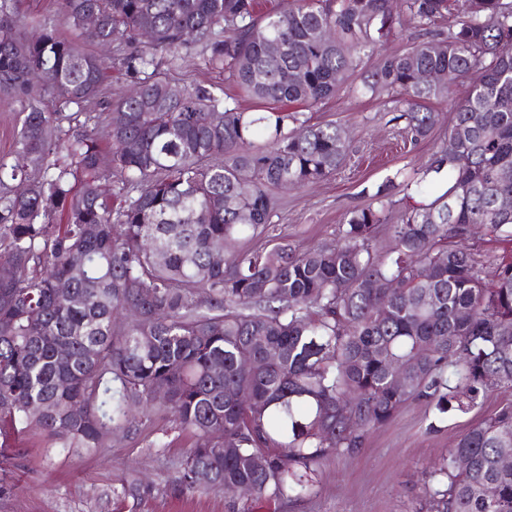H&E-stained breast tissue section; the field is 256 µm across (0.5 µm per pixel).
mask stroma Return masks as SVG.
Listing matches in <instances>:
<instances>
[{"label": "stroma", "mask_w": 512, "mask_h": 512, "mask_svg": "<svg viewBox=\"0 0 512 512\" xmlns=\"http://www.w3.org/2000/svg\"><path fill=\"white\" fill-rule=\"evenodd\" d=\"M409 43V36H390L363 56L334 97L308 108L313 121L342 126L349 159L322 182L276 190L278 207L269 231L241 240V248L261 252L284 240L299 251L331 245L352 211L380 203L389 220H397L407 202L405 180L447 141L453 106L468 91L465 83L453 86L448 100L434 106L438 117L431 137L410 141L392 105L364 87L385 56ZM25 110L21 99L0 100V160L10 165ZM382 186L388 195L380 201L375 193ZM509 402L512 389L492 391L480 408L449 417L434 430L428 409L408 402L390 423L367 436L355 456L324 461L313 494L279 502L179 487L177 477L195 437L162 411L113 432L89 452L63 449L27 433L13 441L9 460L0 467V512H231L235 507L245 512H414L424 470L438 464L470 424Z\"/></svg>", "instance_id": "stroma-1"}]
</instances>
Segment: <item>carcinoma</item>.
Masks as SVG:
<instances>
[{"instance_id": "obj_1", "label": "carcinoma", "mask_w": 512, "mask_h": 512, "mask_svg": "<svg viewBox=\"0 0 512 512\" xmlns=\"http://www.w3.org/2000/svg\"><path fill=\"white\" fill-rule=\"evenodd\" d=\"M15 2L0 0V95L27 99L28 112L24 168L0 163V255L13 270L0 280L1 454L27 432L92 450L130 427L131 409L160 407L196 437L183 488L250 486L275 502L313 492L324 460L356 455L410 400L442 422L512 388V256L467 245L478 229L512 241V209L498 206L512 199V0H402L400 11L284 0L263 15L256 0H61L70 33L35 37ZM445 19L366 81L419 141L436 124L430 103L470 80L448 126L453 151H437L413 188L428 193L444 171L445 191L404 208L387 251L371 206L331 247L235 248L269 228L272 190L319 182L346 158L341 127L284 107L331 98L382 38ZM116 42L138 87L111 105L123 122L47 111L46 99L94 103ZM198 47L265 108L173 84L160 58L180 66ZM65 121L82 131L62 142ZM60 150L69 162H49ZM506 453L512 404L457 437L415 512H512Z\"/></svg>"}]
</instances>
